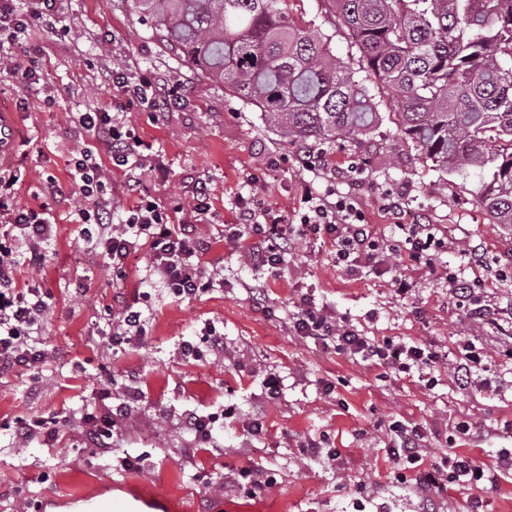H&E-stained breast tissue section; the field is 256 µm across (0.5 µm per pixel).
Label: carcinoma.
Segmentation results:
<instances>
[{
  "instance_id": "1",
  "label": "carcinoma",
  "mask_w": 512,
  "mask_h": 512,
  "mask_svg": "<svg viewBox=\"0 0 512 512\" xmlns=\"http://www.w3.org/2000/svg\"><path fill=\"white\" fill-rule=\"evenodd\" d=\"M166 45L287 141L367 136L381 101L287 0H134ZM358 65L395 103L397 134L432 168L478 177L512 228V0H327Z\"/></svg>"
}]
</instances>
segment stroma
<instances>
[{"instance_id": "obj_1", "label": "stroma", "mask_w": 512, "mask_h": 512, "mask_svg": "<svg viewBox=\"0 0 512 512\" xmlns=\"http://www.w3.org/2000/svg\"><path fill=\"white\" fill-rule=\"evenodd\" d=\"M288 13L296 23L319 26L333 54L356 64L357 49L334 26L326 0H289ZM13 53L24 63L35 60L50 77L23 88L0 73V110L15 114L17 149L8 164L25 173L15 200L38 206L51 185L63 196L42 268L25 259L17 268L19 283L40 282L53 300L45 363L0 373V512H75L72 496L118 488L155 499L159 512H421L386 451L390 421L423 426L431 461L454 452L490 467L499 449L512 448V361L505 356L512 349V283L495 278L501 262L512 260V229L493 223L473 181L432 170L398 139L392 106H381L372 136L310 141L325 160L311 170L299 146L266 125L253 106L166 46L132 0H56L52 22H36L26 45ZM115 64L131 78L154 77L173 107L151 111L103 82L101 69ZM97 109L121 113L142 140L150 169L141 192L172 223L187 221L196 184H206L208 221L196 225L195 234L208 244L203 270L223 279V287L191 301L173 298L150 277L141 253L129 258L126 280H113L79 237L82 202L66 192V161L92 142L79 113ZM94 154L112 187V221L123 223L132 203L127 170L114 166L104 147ZM311 187L354 195L366 222L380 231L391 224L445 226L448 248L430 267L401 260L410 284L404 293L387 273L346 275L335 266L330 244L320 240L303 244L279 267H252L229 238L239 199L261 200L294 223L307 209ZM471 243L483 249L477 272L465 255ZM449 271L485 281L479 293L489 308L484 317L458 303L445 279ZM256 280L266 288L259 303L245 290ZM135 289L147 336L142 344L108 351L96 327L115 296ZM304 295L365 336L437 352L440 362L430 371L435 385L427 386L419 371L388 370L292 336L289 320ZM208 325L223 332V354L204 349L184 356L183 342L199 341ZM463 340L488 352L491 389L457 382ZM270 373L281 380L276 398L264 386ZM107 374L115 402H129L130 409L105 454L83 446L77 416L97 403L99 379ZM328 382L336 385L329 395ZM187 410L218 414L217 448L187 454L191 437L181 426ZM65 414L71 421L52 443L13 432L18 418ZM255 417L264 425L256 436L248 431ZM463 420L480 427L481 438L456 436ZM310 440L336 449L335 465L303 454L300 445ZM127 454L144 457L142 469H124L120 459ZM244 467L265 488L252 494L226 484ZM477 500L483 512H512V478L449 491L438 510L469 512Z\"/></svg>"}]
</instances>
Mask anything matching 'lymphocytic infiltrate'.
Masks as SVG:
<instances>
[{"label": "lymphocytic infiltrate", "mask_w": 512, "mask_h": 512, "mask_svg": "<svg viewBox=\"0 0 512 512\" xmlns=\"http://www.w3.org/2000/svg\"><path fill=\"white\" fill-rule=\"evenodd\" d=\"M31 2L30 9L22 12L16 0H0V47L28 37L33 20L49 15L56 0ZM78 122L107 146L115 165H128L140 145L134 131L111 112H83ZM69 164L74 193L87 203L80 213V236L93 242L116 279L125 278L127 258L142 251L148 257L150 274L158 276L175 298L191 300L213 288V278L207 277L199 265L205 247L203 241L171 224L158 204L144 196L129 207L124 223H113L112 205L105 199L103 170L92 150L83 149ZM23 181L21 170L0 171V223L14 229L12 235L0 238V371L31 370L46 359L39 330L49 311V294L36 286L18 287L16 271L17 257L24 246L31 249V265L42 266L41 247L53 238L54 199L46 197L35 209L14 206L16 187ZM307 204L308 210L299 224L288 226L281 215L260 207L255 199L239 201V224L249 235L244 250L255 266H279L298 242L313 239L327 240L337 267L350 276L385 262L391 254L414 260L445 248V231L432 224L399 225V239L389 242L373 225L365 223L363 213L348 196L311 191L307 194ZM291 329L301 340L313 341L314 345L333 348L377 366L394 363L403 373L436 360L434 354L418 345L396 348L390 342L381 343L363 336L308 301L301 302L293 314ZM99 334L113 351L143 341L146 329L141 310L132 302H123L117 321H106ZM111 397L112 382L107 379L100 390L99 407L79 419L85 442L104 452L111 451L112 437L122 430L127 419L124 406H112ZM388 432V452L403 470L412 473L411 490L419 498L423 512H435L437 498L447 494L449 486H494L512 475V451L501 450L491 468L458 455H448L428 465L422 454L426 443L423 430L394 421L389 424Z\"/></svg>", "instance_id": "1"}]
</instances>
